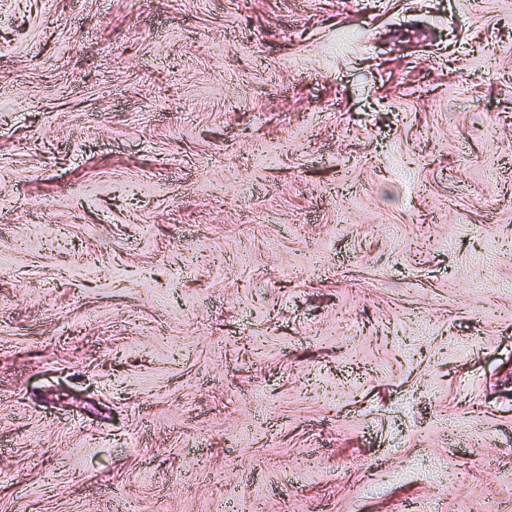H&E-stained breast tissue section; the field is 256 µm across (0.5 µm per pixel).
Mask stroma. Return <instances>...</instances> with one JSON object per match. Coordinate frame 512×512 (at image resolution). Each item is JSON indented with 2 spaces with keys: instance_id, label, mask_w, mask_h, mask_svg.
Listing matches in <instances>:
<instances>
[{
  "instance_id": "obj_1",
  "label": "stroma",
  "mask_w": 512,
  "mask_h": 512,
  "mask_svg": "<svg viewBox=\"0 0 512 512\" xmlns=\"http://www.w3.org/2000/svg\"><path fill=\"white\" fill-rule=\"evenodd\" d=\"M0 512H512V0H0Z\"/></svg>"
}]
</instances>
